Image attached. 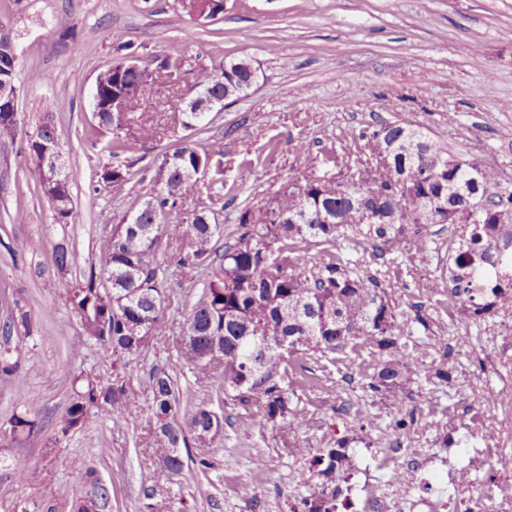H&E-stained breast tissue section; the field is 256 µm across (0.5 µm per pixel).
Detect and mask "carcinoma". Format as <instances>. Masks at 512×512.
<instances>
[{
	"label": "carcinoma",
	"instance_id": "cac0c4a2",
	"mask_svg": "<svg viewBox=\"0 0 512 512\" xmlns=\"http://www.w3.org/2000/svg\"><path fill=\"white\" fill-rule=\"evenodd\" d=\"M9 49L0 45V81L12 80ZM257 74L244 59L224 63L220 72L207 67L197 72L201 95L214 105L224 101L227 89L239 99L256 83ZM100 89L98 128L115 132L105 144L112 156L125 151L128 140L120 136L119 124L138 135V141H153L155 127L142 121V101L153 87L136 90V77L119 61L96 78ZM125 93L126 112L105 108L109 98ZM171 108L181 115L184 140L162 155L155 172L179 192L157 190L135 199L129 210L112 225V236L96 254L87 275L67 291L71 311L79 318L90 340L112 348V354L129 362L142 350L139 342L162 321L165 289L158 279L156 254L162 239L141 243L152 236L154 222L164 225V235H174L177 262L184 268L210 270V278L193 302L187 330L180 343L182 357L204 377L222 379L224 401L232 402L259 418V423L279 430L303 426L307 411L292 402L295 390L321 386L309 366L313 356L336 362V354L348 347L367 346L377 356L367 387L380 395L399 399L406 384L421 374L428 379L448 380V364L426 362L402 337L411 324L397 313L384 289L360 275H350L344 258L332 251L345 229L366 231L397 250L403 244L405 224H460L461 232L448 255V301L475 317L512 307V189L501 185L499 175L483 169L476 158H451L416 129L385 125L370 136L368 147L378 160L390 142L420 143L418 152L395 159L400 170L382 176L376 187L379 210L359 201L356 179L336 182L310 176L298 186L278 192L262 205L244 206L232 231L212 222L208 208L172 226L179 215L178 202L197 191L190 177L199 162L211 163V199L224 200V170L210 161L212 153L200 152L189 138L208 129L209 121L197 112L199 105L180 98ZM109 188L134 191L130 174L120 166H107L98 174ZM62 184L52 188L42 165L36 166L35 184L44 195L54 196L73 209L69 172L60 168ZM222 246H217V243ZM324 246L325 259L311 267L300 244ZM224 341V362L212 365L207 357L213 337ZM288 340V347L281 346ZM11 349L0 345V373H18ZM151 413L157 432L152 435L154 453L171 472L186 466L181 449L206 432L213 439L224 436V415L199 404L185 421H178L181 393L164 371H154L146 380ZM110 415L122 423L131 414L124 384L87 381L74 391L61 427V434L81 427L95 415ZM36 421L16 414L12 431L31 436ZM350 441L338 440L331 448H318L311 455L309 470L301 485L308 495L293 512H339L338 481L357 470Z\"/></svg>",
	"mask_w": 512,
	"mask_h": 512
}]
</instances>
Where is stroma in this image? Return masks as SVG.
<instances>
[{"mask_svg": "<svg viewBox=\"0 0 512 512\" xmlns=\"http://www.w3.org/2000/svg\"><path fill=\"white\" fill-rule=\"evenodd\" d=\"M0 27L17 47V130L0 139V326L27 313L30 332L11 333L9 345L21 380L0 377V512H73L82 493L73 477L93 469L111 496V512H148L143 476L153 473L156 504L171 512H292L306 490L296 476L306 456L294 445L329 448L350 438L369 471L353 480L352 498L394 436L422 449L429 472L413 476L410 493L447 479L449 464L464 466L462 448L445 447L468 422L462 408L474 376L499 389L512 369L498 357L512 337V314L477 319L448 309V250L457 230L432 225L424 250L412 248L415 227H404L405 247L372 256L371 238H339L351 273L375 277L396 312L414 319L409 346L447 362L450 381L421 378L408 398L395 401L366 384L376 362L370 349L347 351L340 361L314 362L320 388L300 397L307 424L282 433L261 426L238 405L224 406V438L191 447L204 458L172 474L151 449L148 375L166 371L188 398L181 413L199 403L216 404L218 379H196L178 353L191 305L207 272L178 265L174 245H162L156 260L165 286L164 319L138 359L116 361L109 348L87 339L66 302L132 203L99 179L101 169H127L143 191L153 186L158 155L180 139L170 104L195 83L199 65L219 68L249 60L257 82L248 96L215 113L208 132L193 137L198 150H218L224 185L233 200L218 212L232 230L239 209L259 205L305 177L337 181L374 170L366 137L384 124L421 129L454 157L476 156L512 185V0H224L222 14L193 21L178 0H0ZM132 44L141 61L168 56L184 61L179 83L164 86L142 109L164 132L152 145L129 143L110 157L90 138L95 126L91 93L98 74L119 60L118 46ZM52 116L70 172L73 218L62 223L34 186L30 140L44 116ZM276 141L275 154L264 146ZM336 162H328V152ZM65 248L71 266L59 272L52 256ZM436 282L439 293L423 292ZM465 328L474 347L452 340ZM82 374L126 382L137 418L113 427L109 417L90 420L61 435L73 398L70 382ZM27 407L39 423L37 437L12 432L11 419ZM20 468L37 471L32 483L16 478Z\"/></svg>", "mask_w": 512, "mask_h": 512, "instance_id": "1", "label": "stroma"}]
</instances>
